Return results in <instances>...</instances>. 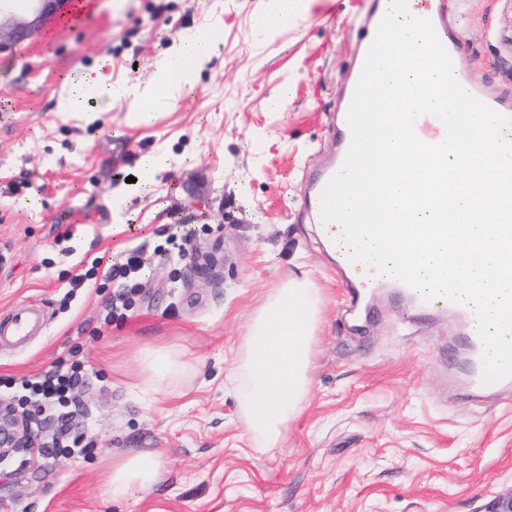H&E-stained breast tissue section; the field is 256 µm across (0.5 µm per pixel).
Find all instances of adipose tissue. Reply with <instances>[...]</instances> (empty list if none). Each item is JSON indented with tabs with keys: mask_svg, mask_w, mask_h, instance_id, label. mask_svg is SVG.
I'll return each mask as SVG.
<instances>
[{
	"mask_svg": "<svg viewBox=\"0 0 512 512\" xmlns=\"http://www.w3.org/2000/svg\"><path fill=\"white\" fill-rule=\"evenodd\" d=\"M218 49L213 32L179 34L156 62L151 83L143 89L113 86L104 72V61H96L71 81L58 108L76 112L91 101L101 114L110 109L114 98L130 94L138 106L129 112L127 122L143 124L159 107L178 100L191 88ZM320 304L319 288L311 281L295 279L267 297L248 327L237 379L245 402L246 430L257 447L279 446L304 408ZM160 474V464L154 458L128 459L112 469V492L125 495L150 486Z\"/></svg>",
	"mask_w": 512,
	"mask_h": 512,
	"instance_id": "obj_1",
	"label": "adipose tissue"
}]
</instances>
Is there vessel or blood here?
<instances>
[{
	"instance_id": "vessel-or-blood-1",
	"label": "vessel or blood",
	"mask_w": 512,
	"mask_h": 512,
	"mask_svg": "<svg viewBox=\"0 0 512 512\" xmlns=\"http://www.w3.org/2000/svg\"><path fill=\"white\" fill-rule=\"evenodd\" d=\"M389 0H372L370 10L364 22V35L360 40L356 58L357 65H364L366 55L372 44L377 28L385 16ZM408 6L418 17L430 20L440 41H443L449 55H456L457 49L448 39V32L443 22L441 0H408ZM414 131L418 138L428 144L441 142L446 129L443 122L436 116L424 114L414 122ZM338 266L347 278V292L353 305H361L364 300L381 288H393L408 299L422 314L430 315L439 312L453 314L465 327L463 354L465 361L464 390L470 395L491 394L512 387V376L487 383L483 380V345L477 329L472 325V317L467 307L444 296L425 300L422 294L400 280L378 274L367 273V265L361 261L351 260L348 252L337 254ZM44 324L42 311L35 307H22L14 311L4 324L0 325V334L21 340L30 336Z\"/></svg>"
}]
</instances>
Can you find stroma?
I'll use <instances>...</instances> for the list:
<instances>
[{
    "label": "stroma",
    "instance_id": "1",
    "mask_svg": "<svg viewBox=\"0 0 512 512\" xmlns=\"http://www.w3.org/2000/svg\"><path fill=\"white\" fill-rule=\"evenodd\" d=\"M78 26L54 17L25 56L0 51V317L39 305L45 329L0 348V401L18 379L87 375L70 429L79 445L51 456H0V512H483L512 491V390L463 396V328L412 321L383 293L351 310L344 277L306 205L310 177L336 151L340 91L366 0H315L297 24L255 20L266 0H88ZM459 65L480 97L512 110V0H444ZM209 28L219 53L178 102L132 127L130 97L88 122L57 110L63 87L100 56L116 85L149 84L174 37ZM296 78L283 111L268 98ZM178 162L137 183L144 154ZM72 217L70 238L59 221ZM211 263L187 279L176 217ZM144 246L149 263L124 317L105 324L116 290L71 276ZM310 277L321 293L308 404L280 447L256 448L229 378L267 296ZM170 348L174 373L147 369ZM148 452L162 476L121 497L112 467Z\"/></svg>",
    "mask_w": 512,
    "mask_h": 512
}]
</instances>
